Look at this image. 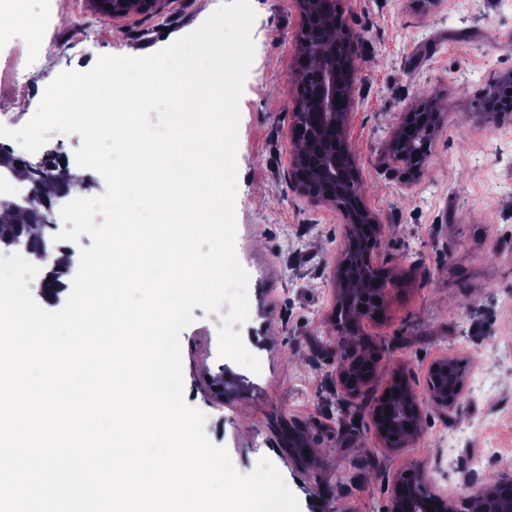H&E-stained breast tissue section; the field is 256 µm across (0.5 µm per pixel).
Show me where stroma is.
I'll return each mask as SVG.
<instances>
[{
	"label": "stroma",
	"mask_w": 512,
	"mask_h": 512,
	"mask_svg": "<svg viewBox=\"0 0 512 512\" xmlns=\"http://www.w3.org/2000/svg\"><path fill=\"white\" fill-rule=\"evenodd\" d=\"M54 37L26 27L43 60L28 86L0 61V109L39 106L44 84L87 71L103 55L146 56L198 28L223 0H156L143 12L110 15L93 0H59ZM361 37L348 138L359 160L362 200L386 226L372 257L390 278L385 314L361 328L384 355L373 384L381 392L405 372L425 394L427 367L448 358L466 365L462 398L448 412L426 406L422 436L386 446L372 417V395L351 403L336 383L334 261L346 220L336 205L293 186L288 129L298 94L297 0H255L254 60L239 101L236 252L249 274L250 315L242 326L260 373L220 358L222 313L194 308L180 334L186 403L206 416L205 433L225 447L239 473L268 458L300 512H385L392 475L424 466L435 489L459 495L468 465L484 476L507 472L488 441L512 448V193L485 195L486 175L512 183V116L486 121L476 95L512 71V0H342ZM436 98L444 121L417 174L394 176L383 154L402 112ZM302 430L314 464L283 447V428Z\"/></svg>",
	"instance_id": "obj_1"
}]
</instances>
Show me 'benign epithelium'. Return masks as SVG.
Instances as JSON below:
<instances>
[{
    "instance_id": "obj_1",
    "label": "benign epithelium",
    "mask_w": 512,
    "mask_h": 512,
    "mask_svg": "<svg viewBox=\"0 0 512 512\" xmlns=\"http://www.w3.org/2000/svg\"><path fill=\"white\" fill-rule=\"evenodd\" d=\"M154 0H114L112 14L145 11ZM300 8L307 11L305 18L317 19L319 41L315 50L296 39L295 54L297 83H303V68L314 67L320 73L315 94L307 103L294 102L289 124V165L300 192L309 198L336 204L346 218L347 239H352L367 224L373 229L370 248L378 246L385 235V226L379 216L361 204L348 208L341 200L352 184L359 182L358 163L348 140L349 115L354 106V84L343 82V70H352L359 57V37L348 25L343 14L336 11V0H298ZM416 108L402 113L400 121L387 145L386 157L396 173H416L424 158L417 156L413 146L404 149L395 146L404 138V132L414 125ZM372 288L380 302L355 307L354 323L336 326V382L350 396H358L369 387L373 376L381 368L382 354L370 344H360L356 332L364 320H375L383 314L390 293L385 275L377 278ZM368 361V372L354 374L362 360ZM448 359L432 361L427 370L426 397L418 395L410 386L405 374L396 376L385 392L376 397L372 409L377 431L391 446H406L423 433L425 402L441 410L456 404L448 384ZM389 400H384V397ZM512 475L502 474L486 483L485 495L479 503L457 506L456 502L439 494L421 496L415 486L396 475L390 484L388 512H489L494 489L511 482Z\"/></svg>"
}]
</instances>
